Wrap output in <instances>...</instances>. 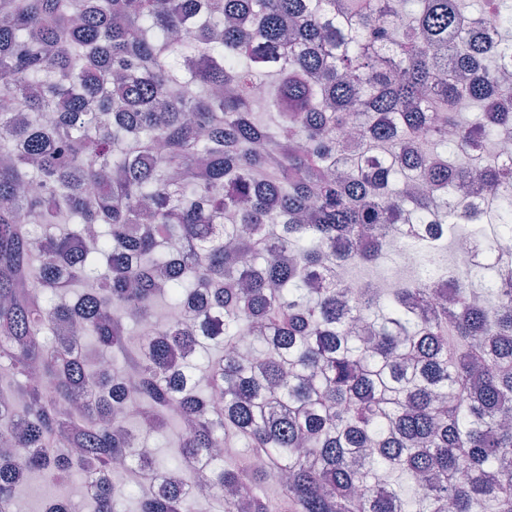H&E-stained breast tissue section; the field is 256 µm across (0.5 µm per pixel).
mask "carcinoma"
I'll list each match as a JSON object with an SVG mask.
<instances>
[{
    "mask_svg": "<svg viewBox=\"0 0 512 512\" xmlns=\"http://www.w3.org/2000/svg\"><path fill=\"white\" fill-rule=\"evenodd\" d=\"M511 52L512 0H0V512H512V286L337 277L512 234ZM55 493L52 486L39 480L20 493V512H42L45 497Z\"/></svg>",
    "mask_w": 512,
    "mask_h": 512,
    "instance_id": "1",
    "label": "carcinoma"
}]
</instances>
